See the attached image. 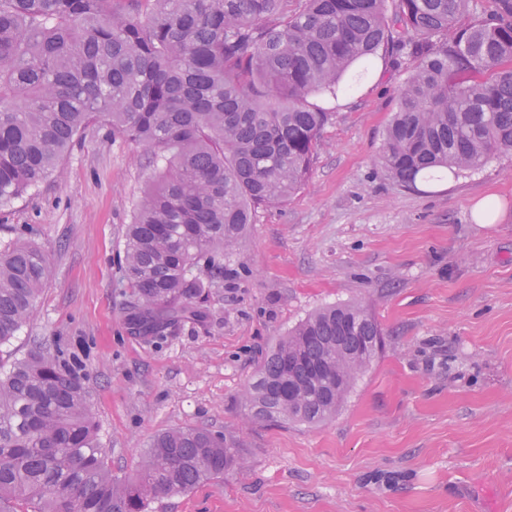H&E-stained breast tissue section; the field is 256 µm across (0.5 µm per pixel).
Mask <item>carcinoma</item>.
Segmentation results:
<instances>
[{"instance_id": "obj_1", "label": "carcinoma", "mask_w": 512, "mask_h": 512, "mask_svg": "<svg viewBox=\"0 0 512 512\" xmlns=\"http://www.w3.org/2000/svg\"><path fill=\"white\" fill-rule=\"evenodd\" d=\"M0 0V206L55 172L91 125L151 150L157 172L128 225V326L148 341L206 318L209 289L260 207L295 194L336 97L380 53L412 62L382 143L403 187L512 153V0ZM470 15L462 25L459 18ZM50 277L34 241L0 243V346ZM371 341L339 394L309 365L336 360L342 323ZM361 302L319 309L266 353L242 399L268 422L322 421L383 347ZM82 367L40 343L0 372V512H146L224 477L237 441L205 427L156 436L138 474L105 461ZM303 393L288 402L283 384Z\"/></svg>"}]
</instances>
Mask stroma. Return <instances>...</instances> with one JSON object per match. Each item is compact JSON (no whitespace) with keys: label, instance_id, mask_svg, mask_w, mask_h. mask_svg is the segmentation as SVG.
<instances>
[{"label":"stroma","instance_id":"35a3bbf8","mask_svg":"<svg viewBox=\"0 0 512 512\" xmlns=\"http://www.w3.org/2000/svg\"><path fill=\"white\" fill-rule=\"evenodd\" d=\"M409 64L377 59L332 102L311 171L258 209L211 289L205 322L155 344L131 335L126 229L155 168L142 145L90 126L59 176L0 207V241L35 239L51 275L0 355L48 338L83 366L114 475L174 428L234 435L223 480L148 512H512V155L405 188L380 160ZM497 194L496 223L471 208ZM362 301L385 337L336 416L251 420L243 390L265 353L314 310Z\"/></svg>","mask_w":512,"mask_h":512}]
</instances>
